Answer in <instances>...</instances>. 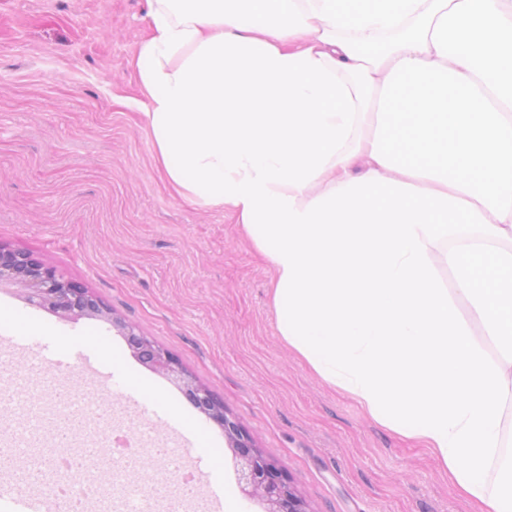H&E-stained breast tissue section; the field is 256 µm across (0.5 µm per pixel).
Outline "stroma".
<instances>
[{"label": "stroma", "instance_id": "1", "mask_svg": "<svg viewBox=\"0 0 512 512\" xmlns=\"http://www.w3.org/2000/svg\"><path fill=\"white\" fill-rule=\"evenodd\" d=\"M147 0H0V243L83 283L223 401L307 512H475L436 458L326 386L282 342L274 270L236 213L169 184L142 116L136 57ZM113 368L222 449L224 496L243 494L224 430L141 364L107 320L65 318L0 290V312Z\"/></svg>", "mask_w": 512, "mask_h": 512}]
</instances>
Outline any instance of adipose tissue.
<instances>
[{
    "label": "adipose tissue",
    "instance_id": "adipose-tissue-1",
    "mask_svg": "<svg viewBox=\"0 0 512 512\" xmlns=\"http://www.w3.org/2000/svg\"><path fill=\"white\" fill-rule=\"evenodd\" d=\"M146 23L164 175L236 212L281 340L512 512L486 481L512 403V0H148Z\"/></svg>",
    "mask_w": 512,
    "mask_h": 512
}]
</instances>
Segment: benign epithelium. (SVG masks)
<instances>
[{
  "label": "benign epithelium",
  "mask_w": 512,
  "mask_h": 512,
  "mask_svg": "<svg viewBox=\"0 0 512 512\" xmlns=\"http://www.w3.org/2000/svg\"><path fill=\"white\" fill-rule=\"evenodd\" d=\"M0 288H17L26 300L55 314L71 316L99 315L104 308L81 283L65 277L55 267L33 254L0 245ZM143 357L154 369L175 382L189 386L194 380L177 358L164 349L143 350ZM224 426V436L235 448L238 482L247 495L256 494L266 505V512H306L303 501L276 466L253 449L245 429L228 415L215 418Z\"/></svg>",
  "instance_id": "1"
}]
</instances>
